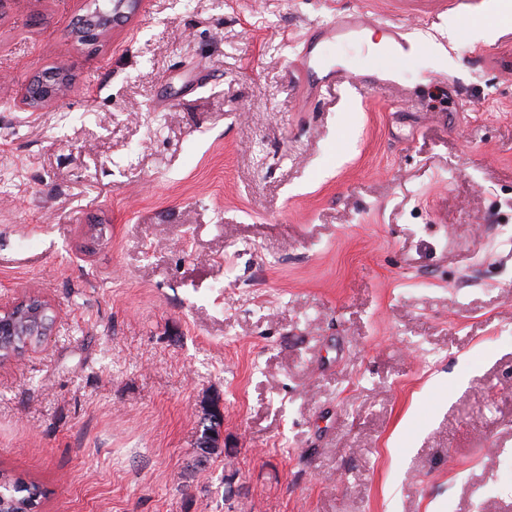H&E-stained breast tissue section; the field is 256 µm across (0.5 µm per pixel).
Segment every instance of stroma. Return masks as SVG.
<instances>
[{"instance_id": "35a3bbf8", "label": "stroma", "mask_w": 512, "mask_h": 512, "mask_svg": "<svg viewBox=\"0 0 512 512\" xmlns=\"http://www.w3.org/2000/svg\"><path fill=\"white\" fill-rule=\"evenodd\" d=\"M490 0H0V471L37 512H512V23ZM317 64L395 86L299 94ZM64 98L22 109L30 76ZM219 415L221 454L200 443ZM377 25L375 19L364 14H347L331 26L321 27L314 31L304 44L299 55V63L303 70L301 86L304 93L309 96L313 89L320 87L312 76L320 50L325 46L342 38H358L364 36L368 29ZM388 44L390 51L403 59L410 58L420 51L418 45L410 41L401 28L392 27L390 29Z\"/></svg>"}]
</instances>
